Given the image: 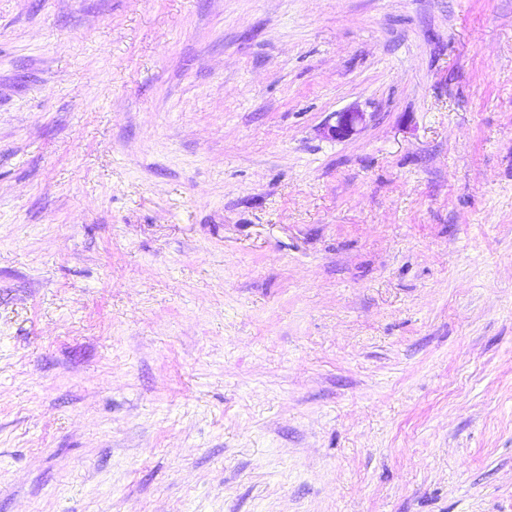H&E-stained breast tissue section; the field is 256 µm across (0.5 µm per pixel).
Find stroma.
Masks as SVG:
<instances>
[{"mask_svg":"<svg viewBox=\"0 0 512 512\" xmlns=\"http://www.w3.org/2000/svg\"><path fill=\"white\" fill-rule=\"evenodd\" d=\"M0 512H512V0H0ZM364 120V112L345 111L336 113L334 125H327L325 131L334 139H343L352 135Z\"/></svg>","mask_w":512,"mask_h":512,"instance_id":"1","label":"stroma"}]
</instances>
